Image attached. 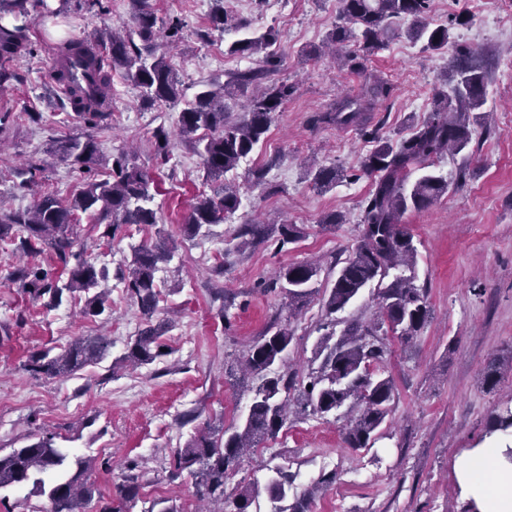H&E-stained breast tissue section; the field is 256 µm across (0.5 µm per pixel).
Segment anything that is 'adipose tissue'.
Wrapping results in <instances>:
<instances>
[{"instance_id":"adipose-tissue-1","label":"adipose tissue","mask_w":512,"mask_h":512,"mask_svg":"<svg viewBox=\"0 0 512 512\" xmlns=\"http://www.w3.org/2000/svg\"><path fill=\"white\" fill-rule=\"evenodd\" d=\"M506 450L503 438L492 437L456 456L454 478L475 512H512V461Z\"/></svg>"}]
</instances>
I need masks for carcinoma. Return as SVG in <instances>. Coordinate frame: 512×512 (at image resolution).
Here are the masks:
<instances>
[{"label": "carcinoma", "instance_id": "1", "mask_svg": "<svg viewBox=\"0 0 512 512\" xmlns=\"http://www.w3.org/2000/svg\"><path fill=\"white\" fill-rule=\"evenodd\" d=\"M428 9L429 0H342L341 23L327 40L334 45L354 41L360 51L372 54L384 47L389 20L410 17L407 36L413 41L424 38L425 48L438 50L448 45V26H431ZM156 27L154 13L143 8L135 15L132 26L122 31L104 29L96 34V39L108 47L102 58L83 55L72 40L61 47L62 58L83 55L82 65L99 71L98 93L79 85L69 93L68 102L78 116L91 125L109 117L102 111L103 99L107 97L111 73L117 71L132 79L148 105L181 100V82L167 56L159 52L160 43L174 42L180 28L173 24L168 35L162 37ZM276 41L277 34L270 29L234 41L227 53L242 57L262 53L265 62L271 64L273 57L268 49ZM27 53V26L1 24V90L17 78L14 62ZM456 53L449 87L435 93L427 119L410 136L396 143L382 142L360 162L362 173L373 177L374 187L362 201L361 230L355 246L341 263L335 262L328 269L333 283L322 298V328L326 332L316 346L318 366L310 369L305 381L284 371L294 334L287 318L271 324L245 360L253 385L244 423L227 436L196 434L174 450L175 475L188 471L200 500L228 504L233 512H248L259 489L246 486L228 494L226 479L237 470L248 450L277 437L288 421V407L293 402L303 413L346 418L345 442L355 449L368 447L389 415L395 383L380 370L387 353L380 331L386 326L409 345L430 317L427 289L415 284L417 248L403 218L447 195L451 185L448 177L436 172H425L413 182L409 177L415 169L425 171L432 167L434 159L448 151L463 152L471 142L473 124L483 119L479 109L484 104L485 76L475 64L470 48L459 46ZM263 75L261 70L241 72L231 82L198 92L181 112L179 135L201 146L202 164L207 177L214 181L236 169L253 152L269 130L274 112L293 94V86L275 82L247 102L238 103L234 87L248 86ZM372 106L369 100L341 99L315 120L363 130V113L372 111ZM237 107L243 115L235 118ZM48 151L77 169L90 171L92 166L101 165L108 168V174L88 180L68 199L44 192L31 208L23 211L0 206V242L15 243L24 253L46 252L64 268V278L55 277L42 267L13 272V283L24 293L43 301L48 309L58 305L64 295L73 297L78 293L84 296L83 316L95 318L109 306V291L102 287L108 272L96 267L84 250L75 249L80 216L107 225L108 236L123 224L158 223L157 210L151 206L153 179L124 152L110 161L100 157L97 143L89 135L61 139ZM341 176L342 172L334 167H319L314 171L313 183L323 189ZM239 205V187L232 181L220 184L211 196L199 195L183 225L184 234L198 235L203 226L218 224L233 215ZM270 231L267 224H243L235 230V248L244 249L250 241L266 238ZM174 250V243L168 238L133 249L122 280L147 326L128 343L118 359L121 364L142 366L163 355V337L170 324L166 320L152 323L159 295L155 274L160 265L171 261ZM321 271L320 265L309 262L280 268L276 283L288 292L289 310L318 292L314 284ZM371 285L377 290V321L364 324L355 319L336 331L335 314ZM110 348L111 343L103 336L81 337L57 353L50 349L32 353L24 369L35 377L74 376L86 366L104 360ZM509 430L512 431V407L492 417L487 433ZM55 438L56 434L46 432L24 447L0 453V490L30 483L39 495L47 497L46 512H83L84 505L100 491L86 476L81 459L75 460L76 471L70 470L68 456L55 446ZM271 472L264 487L271 504L269 512H308L300 498L286 504L293 475L281 466L271 468Z\"/></svg>", "mask_w": 512, "mask_h": 512}]
</instances>
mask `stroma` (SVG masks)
I'll use <instances>...</instances> for the list:
<instances>
[{"mask_svg":"<svg viewBox=\"0 0 512 512\" xmlns=\"http://www.w3.org/2000/svg\"><path fill=\"white\" fill-rule=\"evenodd\" d=\"M164 20L179 21L182 38L169 60L182 82L183 99L144 106L129 78L113 73L106 102L109 117L92 127L67 104L51 81L59 44L93 39L96 32L131 25L141 4ZM241 23L225 31L211 23L216 5ZM58 0L30 8L34 52L15 64L17 81L0 93V205L32 206L35 195L19 177L23 164L43 165L45 188L62 196L78 192L85 177L50 155L52 141L93 136L104 158L134 150L137 164L153 179L155 224H129L113 238L105 225L82 220L78 243L97 266L106 267L110 308L87 318L72 299L53 309L32 301L9 279L23 266L49 267L42 255L24 256L0 246V451L26 445L27 438L56 433L70 458H82L87 475L103 494L87 512H101L103 498L117 497L127 479L139 485L125 512H146L152 501L169 499L178 512H201L191 477H172V452L191 436L214 426L234 428L246 416L251 395L233 384L229 371L273 322L289 318L294 339L287 367L303 372L321 336L322 298L313 296L296 314L284 292L263 290L281 266L310 260L329 267L346 257L360 232L361 202L372 188L359 161L375 146L362 129L398 140L409 136L431 109L434 89L458 45L470 46L486 71L484 111L468 147L446 155L435 168L452 185L446 196L404 222L417 247V286L427 288L432 319L412 346L387 334L382 365L396 385L392 411L372 447H346L333 417L291 416L274 440L244 457L226 481L228 490L265 485L270 467H288L292 495L311 491L310 512H465L453 476L464 449L481 445L497 408L512 406V0H432L429 19L450 30L448 48L424 50L404 32L409 19L394 20L385 46L367 55L359 71L340 68L319 49L334 29L341 0H284L269 11L262 0H80L53 15ZM467 24H457V17ZM278 33L273 80L295 90L263 141L228 177L241 186L238 210L224 223L185 236L182 226L210 184L196 146L179 136L180 112L209 80L262 67V57L228 54L235 40L267 29ZM383 93L365 128L315 122L336 100L357 97L370 86ZM170 134L168 160L154 148L157 128ZM341 167L345 177L326 190L311 183V166ZM268 167L266 186L249 174ZM336 212L344 224L325 230L320 219ZM285 219L301 228L293 243L273 233L244 252H234L237 227ZM173 240L171 262L156 274L159 317L169 319L164 356L136 369L113 366L145 322L121 280L132 247ZM105 336L109 359L73 377L33 379L29 355L80 336ZM502 377L488 386L492 360ZM331 476L321 484L322 476Z\"/></svg>","mask_w":512,"mask_h":512,"instance_id":"stroma-1","label":"stroma"}]
</instances>
